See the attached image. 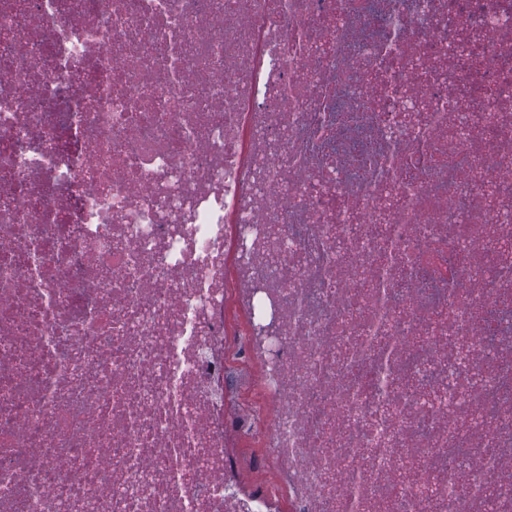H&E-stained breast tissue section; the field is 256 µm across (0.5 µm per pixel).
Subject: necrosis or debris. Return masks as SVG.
Segmentation results:
<instances>
[{"mask_svg": "<svg viewBox=\"0 0 512 512\" xmlns=\"http://www.w3.org/2000/svg\"><path fill=\"white\" fill-rule=\"evenodd\" d=\"M0 512H512V0H0Z\"/></svg>", "mask_w": 512, "mask_h": 512, "instance_id": "1", "label": "necrosis or debris"}]
</instances>
